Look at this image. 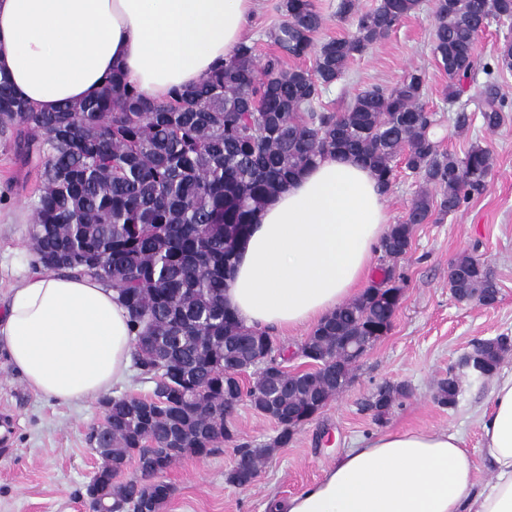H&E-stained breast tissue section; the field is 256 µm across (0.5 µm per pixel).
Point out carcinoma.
I'll return each mask as SVG.
<instances>
[{
  "label": "carcinoma",
  "mask_w": 512,
  "mask_h": 512,
  "mask_svg": "<svg viewBox=\"0 0 512 512\" xmlns=\"http://www.w3.org/2000/svg\"><path fill=\"white\" fill-rule=\"evenodd\" d=\"M418 6L419 0H379L363 12L357 0H339L336 17L353 19L354 32L317 43L323 18L312 0H282L284 20L269 32L279 53L260 64L253 46L242 43L197 84L161 102L136 92L116 70L95 99L43 112L0 75V136L20 165L40 168L29 233L33 266L91 276L116 290L130 318L135 365L154 383L149 400L112 397L109 440L95 442L105 447L103 457L140 463L152 455L169 469L181 456L168 451V437L184 418L191 421L187 454L210 455L234 441L224 403L244 399L273 418L279 432L265 448H237L246 466L234 467L228 481L239 487L241 472L257 476L272 449L292 441L297 423L313 413L314 396L328 399L350 382L354 351L390 330L402 290L394 263L314 327L305 347L322 368L290 390L296 376L282 366L283 349L224 308L225 272L266 202L327 155L363 161L385 191L401 160L438 190L435 197L418 192L382 241L385 257L411 246L414 225L455 212L482 192L489 150L473 146L460 157L440 149L430 135L435 119L422 103L421 73L391 88L366 89L342 112L317 109L321 90L342 77L350 59ZM435 16L432 51L448 75V100L482 69L488 80L478 111L483 125L496 129L508 111L496 75L512 71V39L479 66L477 0H437ZM311 53V71L283 60ZM449 269L448 288L460 303L496 287L474 256H459ZM245 364L258 371L247 387L237 377ZM376 391L391 408L406 387L383 384ZM460 392V378L450 371L434 399L453 406ZM172 493L164 480L116 481L107 467L86 486L91 512H99L102 498L113 512H160Z\"/></svg>",
  "instance_id": "1"
}]
</instances>
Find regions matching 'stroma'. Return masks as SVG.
<instances>
[{"label": "stroma", "mask_w": 512, "mask_h": 512, "mask_svg": "<svg viewBox=\"0 0 512 512\" xmlns=\"http://www.w3.org/2000/svg\"><path fill=\"white\" fill-rule=\"evenodd\" d=\"M281 0H257L248 19L245 40L258 61L275 51L269 31L283 19ZM436 0L419 7L365 53L353 57L344 76L323 90L318 105L340 111L370 87L393 86L407 72L426 75L423 103L437 123L441 149L461 155L472 145L487 148L492 170L484 191L456 212L415 225L408 257L397 266L405 279L392 328L356 364L348 386L296 431L288 446L274 449L255 482L247 488L230 484L236 447L272 442L278 426L269 417L240 402L230 418L233 442L206 457L187 456L164 475L173 494L161 512H267L271 498L285 499L318 481L358 440L386 431H456L469 453L478 483L491 468L481 452L478 414L491 403L493 378H462L455 406L434 400L436 385L474 341L512 336V111L503 124L487 130L476 118L468 130H456L458 107L477 110L486 77L476 74L458 102L448 101V77L432 53ZM36 173L22 168L13 147L0 140V312L13 288L33 272L29 248L32 206L37 198ZM422 188L405 166L386 194L392 223L406 217ZM462 254L477 256L499 288L495 306L455 301L448 288V265ZM402 383L399 397L384 418L368 411L376 386ZM16 426L7 444H0V512H88L85 489L99 458L88 436L102 416L99 402L59 405L35 395L7 365L0 352V412Z\"/></svg>", "instance_id": "stroma-1"}]
</instances>
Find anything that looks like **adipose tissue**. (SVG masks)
<instances>
[{
	"label": "adipose tissue",
	"mask_w": 512,
	"mask_h": 512,
	"mask_svg": "<svg viewBox=\"0 0 512 512\" xmlns=\"http://www.w3.org/2000/svg\"><path fill=\"white\" fill-rule=\"evenodd\" d=\"M255 0H0V71L39 109L95 97L113 70L143 96L198 83L244 39ZM369 169L328 155L266 204L241 240L224 306L246 326L294 330L354 294L389 224ZM0 349L36 395L94 400L132 362L129 318L98 280L37 272L0 315ZM492 477L477 484L459 434L362 440L275 512H512V373L478 417Z\"/></svg>",
	"instance_id": "1"
}]
</instances>
